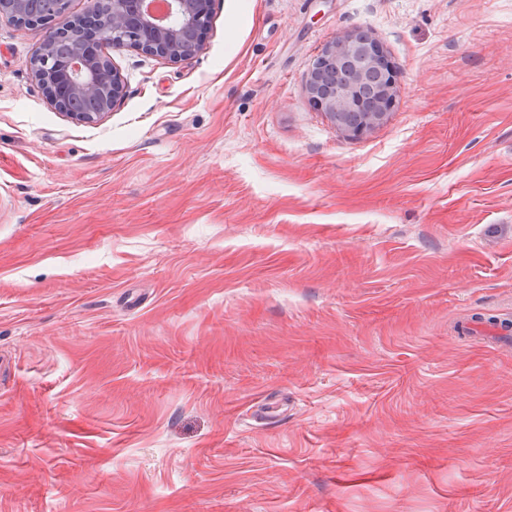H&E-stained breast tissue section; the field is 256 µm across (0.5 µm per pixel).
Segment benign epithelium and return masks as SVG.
<instances>
[{
    "label": "benign epithelium",
    "mask_w": 512,
    "mask_h": 512,
    "mask_svg": "<svg viewBox=\"0 0 512 512\" xmlns=\"http://www.w3.org/2000/svg\"><path fill=\"white\" fill-rule=\"evenodd\" d=\"M145 0H106L112 20L100 28L101 37L84 34L85 21L70 23L68 12L60 22L66 35L80 44L72 56L56 57L46 49L35 56L32 76L50 102L80 123H93L112 109L121 97L123 80L113 64L106 62L102 44L104 36L112 39V49L135 48L171 62L194 57L202 47L210 19L211 0H165V7L154 13L143 9ZM68 0H0V18L10 20L34 16L41 9L61 7ZM354 62V80L329 89L321 87L318 75L338 66L343 60ZM375 68L384 70L387 83L379 100L358 127L346 125V118L363 110L356 94L365 74ZM310 102L325 112L351 138H358L380 124L392 107L395 97L393 69L378 42L362 30L340 36L326 44L306 80Z\"/></svg>",
    "instance_id": "obj_1"
}]
</instances>
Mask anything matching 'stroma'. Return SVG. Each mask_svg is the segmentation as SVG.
<instances>
[{
	"label": "stroma",
	"instance_id": "1",
	"mask_svg": "<svg viewBox=\"0 0 512 512\" xmlns=\"http://www.w3.org/2000/svg\"><path fill=\"white\" fill-rule=\"evenodd\" d=\"M361 29L396 83L307 98ZM0 19V512H512V0H212L52 106ZM345 59L355 64L354 80L329 89H322L318 75L325 70L335 68ZM375 68L384 70L387 83L383 92L374 107L367 112L360 126H346L345 120L349 115L363 110V101L355 91L357 85L368 71ZM306 92L310 102L325 112L346 136L358 138L380 124L391 109L395 97L394 72L378 42L363 30H357L326 44L308 74Z\"/></svg>",
	"mask_w": 512,
	"mask_h": 512
}]
</instances>
